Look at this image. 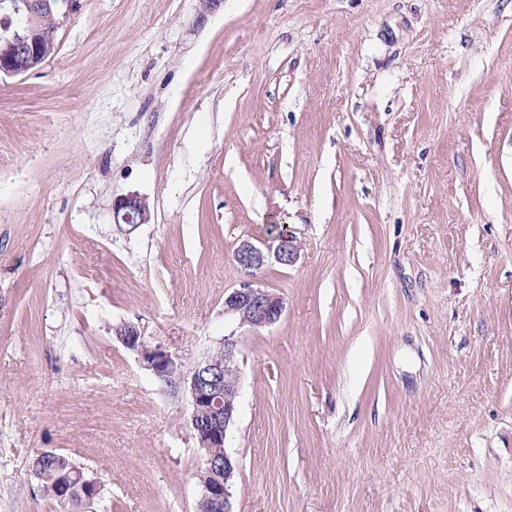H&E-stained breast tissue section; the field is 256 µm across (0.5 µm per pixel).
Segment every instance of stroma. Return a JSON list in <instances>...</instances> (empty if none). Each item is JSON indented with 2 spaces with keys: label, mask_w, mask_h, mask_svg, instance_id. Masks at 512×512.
Masks as SVG:
<instances>
[{
  "label": "stroma",
  "mask_w": 512,
  "mask_h": 512,
  "mask_svg": "<svg viewBox=\"0 0 512 512\" xmlns=\"http://www.w3.org/2000/svg\"><path fill=\"white\" fill-rule=\"evenodd\" d=\"M198 8L79 0L0 77V512H196L128 323L181 374L240 336L236 512H512V0ZM272 225L300 257L250 331L224 295ZM43 448L100 500L46 498ZM150 218V204L145 197L132 193L112 201L113 223L128 224L135 228L149 223Z\"/></svg>",
  "instance_id": "stroma-1"
}]
</instances>
